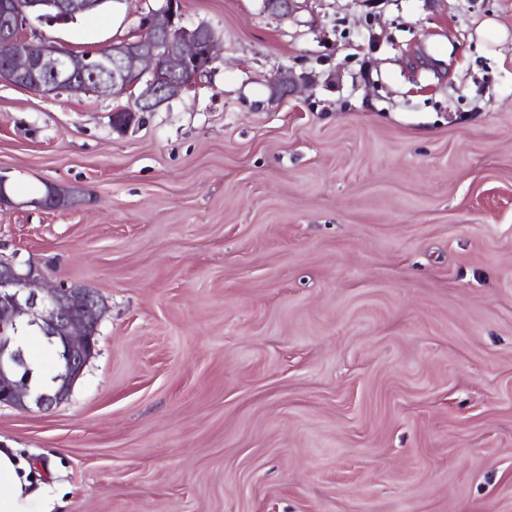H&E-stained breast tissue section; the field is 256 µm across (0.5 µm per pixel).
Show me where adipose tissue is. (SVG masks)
I'll return each instance as SVG.
<instances>
[{
    "instance_id": "ef3b65f1",
    "label": "adipose tissue",
    "mask_w": 512,
    "mask_h": 512,
    "mask_svg": "<svg viewBox=\"0 0 512 512\" xmlns=\"http://www.w3.org/2000/svg\"><path fill=\"white\" fill-rule=\"evenodd\" d=\"M0 512H52L51 499L36 489L16 449L0 448Z\"/></svg>"
}]
</instances>
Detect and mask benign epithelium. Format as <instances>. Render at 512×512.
<instances>
[{
    "mask_svg": "<svg viewBox=\"0 0 512 512\" xmlns=\"http://www.w3.org/2000/svg\"><path fill=\"white\" fill-rule=\"evenodd\" d=\"M102 2L0 0V42L12 46L0 57V71L13 84L45 97L60 91L102 97L140 87L133 104L112 114V127L121 132L138 113L154 111L198 87L218 61L220 47L209 25L182 22L177 0H164L150 12L141 37L94 60L70 53L51 40L34 44L20 35L33 15L65 24ZM264 4L286 17L301 8V0H264ZM308 81L307 76L280 72L271 81L272 96H292ZM64 202L65 196L49 186L44 196L27 204L55 210ZM42 279L32 263L20 262L14 254H0V406L27 409L33 404L44 410L61 403L96 350L97 328L105 311L101 293L85 285L44 288ZM29 328L60 339L66 348L67 372L52 394L35 392L21 379L25 358L17 336Z\"/></svg>",
    "mask_w": 512,
    "mask_h": 512,
    "instance_id": "1",
    "label": "benign epithelium"
}]
</instances>
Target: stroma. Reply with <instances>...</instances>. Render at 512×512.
Returning <instances> with one entry per match:
<instances>
[{
    "label": "stroma",
    "mask_w": 512,
    "mask_h": 512,
    "mask_svg": "<svg viewBox=\"0 0 512 512\" xmlns=\"http://www.w3.org/2000/svg\"><path fill=\"white\" fill-rule=\"evenodd\" d=\"M161 3L26 32L98 49ZM178 4L221 58L124 131L131 93L0 81V253L106 307L0 446L55 512H512V0ZM309 81L307 76H296L293 73L279 72L271 81L272 96L286 97L298 93Z\"/></svg>",
    "instance_id": "35a3bbf8"
}]
</instances>
